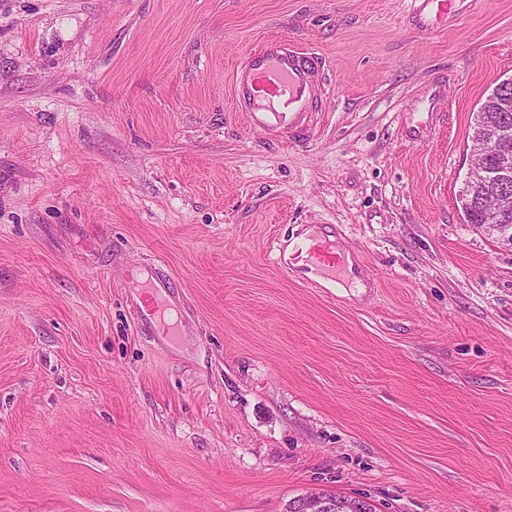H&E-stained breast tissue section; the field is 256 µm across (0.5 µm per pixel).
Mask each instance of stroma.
<instances>
[{"mask_svg":"<svg viewBox=\"0 0 512 512\" xmlns=\"http://www.w3.org/2000/svg\"><path fill=\"white\" fill-rule=\"evenodd\" d=\"M412 8L0 0V512H512V247L457 207L512 0ZM269 36L326 61L309 143L234 108ZM307 228L363 288L274 263ZM150 263L178 342L136 324ZM412 19L418 29L434 31L448 23V13L453 5L447 0H412ZM326 496L336 498L341 503H347L349 501L358 503L360 505L358 511L360 512H375L376 508L373 504L365 499L360 498H346L340 495L325 494ZM324 497L320 492L308 491L299 497L298 509L300 512H335L340 510L342 506L336 502Z\"/></svg>","mask_w":512,"mask_h":512,"instance_id":"35a3bbf8","label":"stroma"}]
</instances>
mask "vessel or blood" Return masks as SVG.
Segmentation results:
<instances>
[{"instance_id":"vessel-or-blood-1","label":"vessel or blood","mask_w":512,"mask_h":512,"mask_svg":"<svg viewBox=\"0 0 512 512\" xmlns=\"http://www.w3.org/2000/svg\"><path fill=\"white\" fill-rule=\"evenodd\" d=\"M412 19L423 31L448 22L450 0H413ZM326 61L317 52L272 38L249 52L233 75L232 98L244 112L249 128L264 135L278 133L280 142L311 139L318 105L328 95ZM145 287L157 292L154 304L136 305L138 326H156L167 305L173 283L162 269H148Z\"/></svg>"}]
</instances>
